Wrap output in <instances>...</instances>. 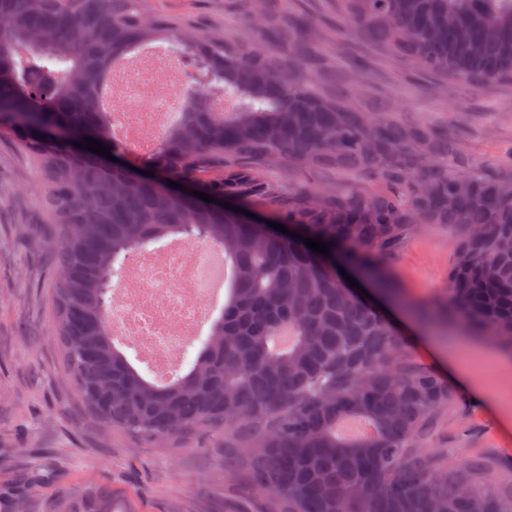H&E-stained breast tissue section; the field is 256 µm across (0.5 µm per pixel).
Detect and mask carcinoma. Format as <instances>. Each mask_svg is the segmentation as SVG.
Returning a JSON list of instances; mask_svg holds the SVG:
<instances>
[{
	"instance_id": "cac0c4a2",
	"label": "carcinoma",
	"mask_w": 512,
	"mask_h": 512,
	"mask_svg": "<svg viewBox=\"0 0 512 512\" xmlns=\"http://www.w3.org/2000/svg\"><path fill=\"white\" fill-rule=\"evenodd\" d=\"M335 2L337 15L423 72L465 90L512 84V0ZM153 3L0 0V129L42 173L60 269L54 327L82 401L106 425L147 438L249 429L234 459L271 495L272 512H512L471 464L441 465L419 446L449 388L410 369L390 322L336 276L338 265L354 269L397 301L382 252L420 224H446L459 240L440 317L491 333L512 354V192L503 188L512 160L472 164L443 128L364 112L335 78L323 89L250 35L199 34ZM299 25L290 17L266 41L304 60L317 31L295 39ZM157 40L200 58L205 81L140 160L153 176L31 135L53 125L120 150L102 87L128 51ZM208 86L235 106L215 111ZM257 207L288 232L246 222ZM171 236L223 248L231 279L188 370L158 385L115 344L106 311L128 256ZM348 420L369 433L341 434ZM53 512L118 510L112 489L91 484Z\"/></svg>"
}]
</instances>
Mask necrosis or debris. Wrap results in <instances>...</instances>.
I'll use <instances>...</instances> for the list:
<instances>
[{
  "instance_id": "1",
  "label": "necrosis or debris",
  "mask_w": 512,
  "mask_h": 512,
  "mask_svg": "<svg viewBox=\"0 0 512 512\" xmlns=\"http://www.w3.org/2000/svg\"><path fill=\"white\" fill-rule=\"evenodd\" d=\"M185 59L171 57L122 71L108 107L116 122L115 138L139 155L154 152L188 91ZM221 272L212 249H194L179 238L144 256H133L122 281L112 289V333L136 345L155 378L166 380L178 370L187 344L202 329L215 291L202 269Z\"/></svg>"
}]
</instances>
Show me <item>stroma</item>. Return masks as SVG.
Instances as JSON below:
<instances>
[{"label":"stroma","instance_id":"1","mask_svg":"<svg viewBox=\"0 0 512 512\" xmlns=\"http://www.w3.org/2000/svg\"><path fill=\"white\" fill-rule=\"evenodd\" d=\"M325 34L318 51L366 107L385 102L404 119L446 128L471 161L495 166L512 153V85L459 90L382 51L357 24L340 19L334 0H278ZM199 31L239 30L242 0H159ZM52 224L42 208L40 175L23 146L0 131V499L24 512H50L56 497L90 483L111 488L119 512H272L246 466L224 464L233 438L221 429L143 439L95 420L63 365L52 313L58 275L49 249ZM458 236L421 224L382 256L401 291L388 313L407 341L409 362L441 374L448 337L470 343L462 364L470 387L451 384L447 407L434 413L422 444L444 463L478 462L496 490L512 493V354L489 334L461 322L421 324L416 310L448 295ZM38 462L51 479L21 495L18 479Z\"/></svg>","mask_w":512,"mask_h":512}]
</instances>
